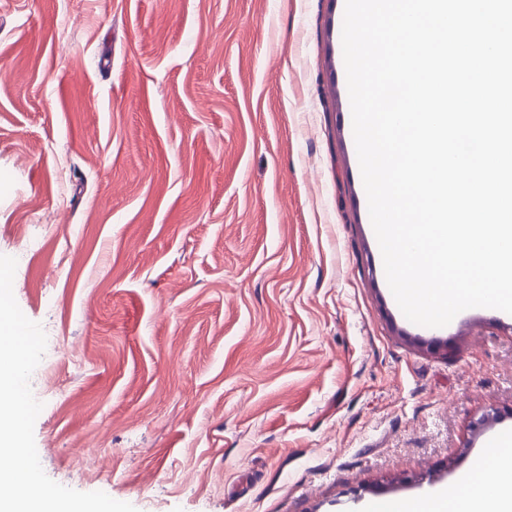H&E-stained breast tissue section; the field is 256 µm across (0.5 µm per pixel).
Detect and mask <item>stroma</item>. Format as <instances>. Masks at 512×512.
I'll use <instances>...</instances> for the list:
<instances>
[{
  "instance_id": "1",
  "label": "stroma",
  "mask_w": 512,
  "mask_h": 512,
  "mask_svg": "<svg viewBox=\"0 0 512 512\" xmlns=\"http://www.w3.org/2000/svg\"><path fill=\"white\" fill-rule=\"evenodd\" d=\"M345 0H0V255L39 460L138 512H381L512 431V315L410 322Z\"/></svg>"
}]
</instances>
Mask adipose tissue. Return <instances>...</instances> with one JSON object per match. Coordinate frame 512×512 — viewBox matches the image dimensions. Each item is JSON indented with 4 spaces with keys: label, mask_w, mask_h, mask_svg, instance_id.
<instances>
[{
    "label": "adipose tissue",
    "mask_w": 512,
    "mask_h": 512,
    "mask_svg": "<svg viewBox=\"0 0 512 512\" xmlns=\"http://www.w3.org/2000/svg\"><path fill=\"white\" fill-rule=\"evenodd\" d=\"M486 464L495 473L493 480H481L477 470H467L453 486L391 503L388 512H512V433L499 437Z\"/></svg>",
    "instance_id": "1"
}]
</instances>
